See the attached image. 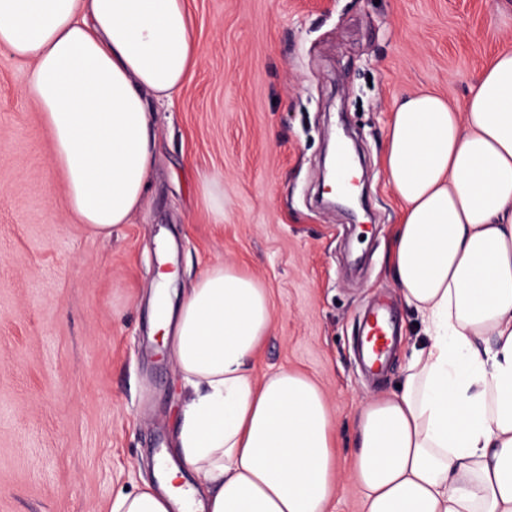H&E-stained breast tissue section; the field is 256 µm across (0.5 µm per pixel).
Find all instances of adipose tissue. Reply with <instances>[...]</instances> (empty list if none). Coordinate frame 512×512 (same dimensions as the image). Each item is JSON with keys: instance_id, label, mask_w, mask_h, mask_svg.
I'll list each match as a JSON object with an SVG mask.
<instances>
[{"instance_id": "obj_1", "label": "adipose tissue", "mask_w": 512, "mask_h": 512, "mask_svg": "<svg viewBox=\"0 0 512 512\" xmlns=\"http://www.w3.org/2000/svg\"><path fill=\"white\" fill-rule=\"evenodd\" d=\"M187 0H0V47L33 61L68 207L108 238L145 207L150 101L173 105L198 47ZM385 168L402 205L390 257L423 323L401 388L366 401L354 451L336 454L321 389L286 368L256 378L273 313L260 282L218 261L161 316L185 387L158 487L110 512H326L348 469L363 512H512V51L456 111L407 95Z\"/></svg>"}]
</instances>
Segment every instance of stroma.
<instances>
[{"label":"stroma","instance_id":"35a3bbf8","mask_svg":"<svg viewBox=\"0 0 512 512\" xmlns=\"http://www.w3.org/2000/svg\"><path fill=\"white\" fill-rule=\"evenodd\" d=\"M196 67L160 106L143 212L108 238L71 216L31 62L0 50V512H109L156 483L174 449L183 382L151 334L157 250L183 293L217 260L266 288L273 325L255 371L287 367L322 389L337 452L361 403L396 391L422 329L390 270L401 205L383 166L410 93L463 109L493 54L512 49V0H189ZM362 160L367 208L323 207L336 133ZM224 196L216 214L204 186ZM384 303L398 340L363 368L361 316Z\"/></svg>","mask_w":512,"mask_h":512}]
</instances>
